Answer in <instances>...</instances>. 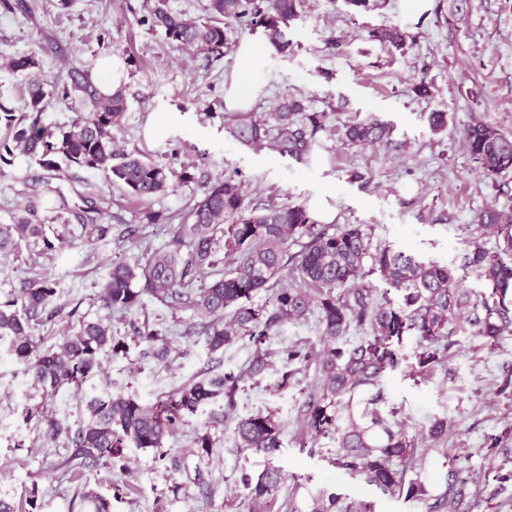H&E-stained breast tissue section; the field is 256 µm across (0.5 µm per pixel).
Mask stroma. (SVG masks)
<instances>
[{
  "label": "stroma",
  "mask_w": 512,
  "mask_h": 512,
  "mask_svg": "<svg viewBox=\"0 0 512 512\" xmlns=\"http://www.w3.org/2000/svg\"><path fill=\"white\" fill-rule=\"evenodd\" d=\"M29 14L0 13V102L15 103L19 76L4 69L9 58L32 54L47 78L65 74L74 61L95 68L114 49L127 58L121 83L127 111L114 135L127 151L161 153L166 142H184L182 162L197 163L196 183L149 201L125 195L107 184L102 172L68 168L56 177L32 158L15 152L0 167V224L22 216L28 199L41 202L39 219L61 235L55 250L0 255V302L17 296L26 282L54 280L65 317L41 316L35 339L53 343L69 318L104 316L97 293L113 260L136 262L173 240L172 225L147 223L146 211L183 212L204 181L231 177L242 183L253 206L308 204L322 198L333 218L331 228L363 225L373 245H390L423 258L454 262L466 287L483 291L476 274L462 268L468 242L477 236L478 212L494 208L512 215V171L486 178L472 161L463 131L479 120L512 137V0H471L468 9L450 15L451 0H427L425 9L408 0H370L364 10L344 0H304L300 17L287 32L290 54L269 53L263 87L251 106L266 117L285 97H305L310 111L327 115L332 131L325 143L333 162L310 165L255 151L235 142L224 128L226 79L236 68L235 49L215 61L202 52L175 47L161 28L139 22L154 0H73L61 9L58 0H28ZM406 27L403 49L369 40L367 31L384 25ZM111 36L103 44L101 36ZM336 48H327L329 38ZM428 86L431 96L418 93ZM448 115L447 128L431 132L430 113ZM376 115L389 122L388 143L364 148L344 145L345 123ZM165 120L161 135L147 131ZM205 153L197 161V153ZM369 183L351 181V172ZM95 197L101 225L82 223L84 197ZM107 234H100V227ZM169 330L166 361L145 357L133 335L136 323ZM199 318L192 310L149 301L132 319H113L112 332L127 345L126 354H102L101 370L81 388L46 394L34 388L21 364L0 351V498L17 506L36 502L35 512H68L75 493L94 491L111 512H293L305 505L306 489L338 494L343 504L370 505L372 512H427L424 503L390 496L334 466L338 448L333 437L307 439L300 405L304 391L317 383L315 368L295 384L277 388L283 346L318 348L317 314L285 325L267 344L270 369L241 384L235 417L273 413L284 425L282 446L266 456L240 450L233 423L208 428L211 413L223 399L204 406L179 423L165 443L180 469L171 468L153 449H129L114 468H98L77 480L63 477L56 464L64 456L63 438L50 435L48 420L78 428L87 401L105 388L129 393L145 404L174 392L196 377L239 371L253 349L238 344L210 352L203 337L191 334ZM450 346L434 369L420 371L415 341L402 346L401 367L382 383L386 409L412 443L413 465L406 480L456 475L462 490L452 512H512V388L501 390L512 375V334L497 343L476 336L466 320L448 327ZM448 421V432L429 437L433 420ZM209 433L212 451L199 454L198 434ZM281 470L277 492L253 502L242 474L259 475L266 467Z\"/></svg>",
  "instance_id": "stroma-1"
}]
</instances>
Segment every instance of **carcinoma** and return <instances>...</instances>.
Returning a JSON list of instances; mask_svg holds the SVG:
<instances>
[{"mask_svg": "<svg viewBox=\"0 0 512 512\" xmlns=\"http://www.w3.org/2000/svg\"><path fill=\"white\" fill-rule=\"evenodd\" d=\"M301 0H209L207 15L191 18L168 7V0H155L142 23L160 27L180 47L224 58L231 45L235 20L243 27L264 29L267 42L281 55L288 54L286 36L290 22L300 16ZM368 37L379 43L402 47L408 34L399 25L372 29ZM6 67L28 76L19 96V106L0 103V151L20 149L46 171L60 175L62 165L100 171L107 182L130 196L150 200L174 192L195 181L191 165L175 173L172 164L180 154L170 151L168 161L152 160L121 150L112 134L127 109L122 90L102 93L90 70L72 66L66 77L49 82L40 77L39 60L33 54L10 58ZM81 94L86 111L68 126L51 129L44 125L48 98L63 99ZM272 121L251 112L228 114L227 132L252 149H268L282 158L304 164L322 157V134L326 113L307 111L303 97H286L271 113ZM389 123L369 116L345 126L342 140L349 146L365 147L389 141ZM465 145L488 176L512 169V139L497 129L475 121L463 134ZM178 175V183L172 182ZM39 203H29L26 215L12 224H0V252L20 244L54 248L46 225L33 223ZM229 216L233 224L225 223ZM478 230L491 231L497 249L478 242L464 256L463 267L484 281L488 292L475 294L457 277L448 263L422 260L390 245L372 246L361 224H346L333 233L317 224L301 205L251 207L242 184L231 178L209 181L189 204L174 229L175 245L156 249L140 263L112 261L100 284L99 301L111 313L133 314L147 300L166 306L191 309L204 318L202 330L210 352L227 349L240 341L254 347L246 368L235 373L192 379L165 398L148 405L132 395L114 394L91 399L88 417L76 430L52 421L49 431L64 434L72 450L58 464L73 480L85 471L112 468L125 458L129 448L155 449L163 460L166 440L174 424L195 414L202 405L224 397V420L232 419L239 384L262 375L271 363L262 346L291 321L307 318L318 310L320 350L297 346L281 350L279 387H288L301 368L316 364L318 385L310 394L303 414V429L314 438L336 436L339 453L334 464L353 477L406 499L433 500L432 509L453 507L460 489L456 483L421 480L404 482L399 466L409 458L410 442L399 422L382 417L378 405L385 402L381 387L385 376L403 360L398 346L404 337L416 340L420 367L434 368L440 353L448 349V324L466 317L476 334L497 340L512 328V216L504 217L487 208L476 216ZM224 236L228 268L198 288L190 287L191 273H205L223 262L219 236ZM305 239L302 249L287 256L289 238ZM379 273L389 289L381 292L366 278ZM298 280L301 285L288 284ZM272 289V307L254 304L262 290ZM401 293L394 305L390 290ZM56 288L48 277L28 281L15 298L0 303V348L23 364L32 386L44 392L64 386L80 387L96 372L104 352H125L124 342L112 334V324L103 319H81L60 341L41 349L31 334V321L52 307ZM369 332L357 342L349 339L351 328ZM137 341L157 359L169 351L163 328L144 327ZM283 423L271 412L235 420L238 447L271 456L281 447ZM283 480L280 469L268 467L257 478L242 476L251 499L273 495ZM308 512H351L338 495L323 490L308 492ZM69 512H110L107 500L85 491Z\"/></svg>", "mask_w": 512, "mask_h": 512, "instance_id": "carcinoma-1", "label": "carcinoma"}]
</instances>
